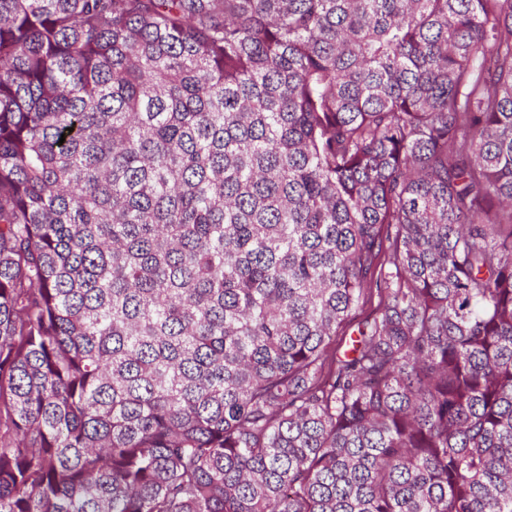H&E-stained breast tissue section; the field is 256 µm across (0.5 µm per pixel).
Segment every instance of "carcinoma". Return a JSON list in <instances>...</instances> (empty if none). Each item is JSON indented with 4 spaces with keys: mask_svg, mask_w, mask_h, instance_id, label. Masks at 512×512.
I'll return each instance as SVG.
<instances>
[{
    "mask_svg": "<svg viewBox=\"0 0 512 512\" xmlns=\"http://www.w3.org/2000/svg\"><path fill=\"white\" fill-rule=\"evenodd\" d=\"M0 512H512V0H0Z\"/></svg>",
    "mask_w": 512,
    "mask_h": 512,
    "instance_id": "1",
    "label": "carcinoma"
}]
</instances>
